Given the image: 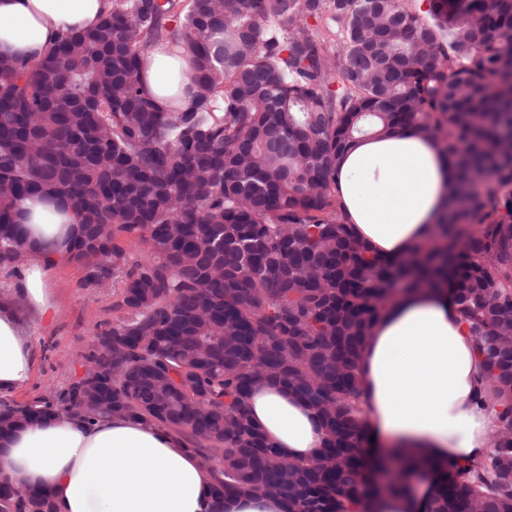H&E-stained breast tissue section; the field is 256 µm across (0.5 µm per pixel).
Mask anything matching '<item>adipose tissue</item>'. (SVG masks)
Returning <instances> with one entry per match:
<instances>
[{"instance_id":"1","label":"adipose tissue","mask_w":512,"mask_h":512,"mask_svg":"<svg viewBox=\"0 0 512 512\" xmlns=\"http://www.w3.org/2000/svg\"><path fill=\"white\" fill-rule=\"evenodd\" d=\"M106 0H0V56L42 57L58 33L98 25ZM455 167L414 132L355 139L340 161L336 195L358 239L383 258L406 259L445 211ZM34 243L10 290L38 318L54 314L53 265L78 232L65 203L21 204ZM12 302L0 300V393L31 380V338ZM366 462L426 455L445 462L492 451V413L476 399L474 339L442 283L398 292L368 337L358 365ZM253 422L290 460L319 457L324 433L314 409L281 384L256 383ZM50 491L57 512H210L211 477L167 431L105 416L52 417L0 441V477Z\"/></svg>"}]
</instances>
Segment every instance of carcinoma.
<instances>
[{"mask_svg":"<svg viewBox=\"0 0 512 512\" xmlns=\"http://www.w3.org/2000/svg\"><path fill=\"white\" fill-rule=\"evenodd\" d=\"M99 26L37 60L0 57V268L29 250L20 204L57 197L81 234L83 286L115 277L99 366L51 400L0 407V439L45 415L121 414L211 460L224 497L288 512H368L425 468V512H512V0H107ZM158 51L189 66L190 103L142 92ZM408 127L459 170L447 211L405 261L358 241L336 196L357 136ZM148 245L143 259L119 241ZM441 276L482 359L494 451L466 463L393 457L365 473L357 366L393 286ZM280 382L317 412L324 451L283 459L248 413ZM0 512H56L0 479ZM225 512H288V505L278 499H245L236 496L224 498Z\"/></svg>","mask_w":512,"mask_h":512,"instance_id":"1","label":"carcinoma"}]
</instances>
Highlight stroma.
Wrapping results in <instances>:
<instances>
[{"label":"stroma","mask_w":512,"mask_h":512,"mask_svg":"<svg viewBox=\"0 0 512 512\" xmlns=\"http://www.w3.org/2000/svg\"><path fill=\"white\" fill-rule=\"evenodd\" d=\"M85 263L66 260L52 270L57 313L40 323L32 343L34 371L21 390L0 394V404H24L52 398L80 372L95 333L116 319L112 310L116 290L112 281L95 288L82 287Z\"/></svg>","instance_id":"35a3bbf8"}]
</instances>
